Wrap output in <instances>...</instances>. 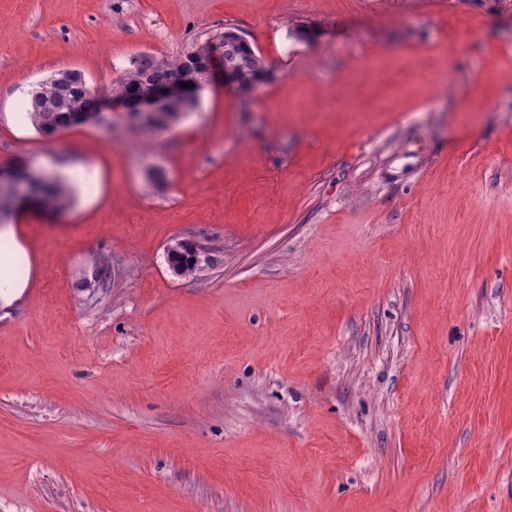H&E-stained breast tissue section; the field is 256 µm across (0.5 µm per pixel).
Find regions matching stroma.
<instances>
[{
    "label": "stroma",
    "instance_id": "1",
    "mask_svg": "<svg viewBox=\"0 0 512 512\" xmlns=\"http://www.w3.org/2000/svg\"><path fill=\"white\" fill-rule=\"evenodd\" d=\"M228 24L271 80L164 134L19 108ZM79 166L8 219L0 512H512V0H0V177ZM38 189L47 196L56 208H66L70 202L69 191L57 174H44L37 183Z\"/></svg>",
    "mask_w": 512,
    "mask_h": 512
}]
</instances>
